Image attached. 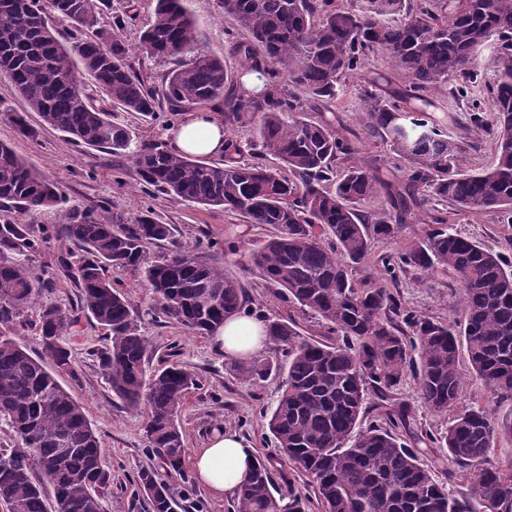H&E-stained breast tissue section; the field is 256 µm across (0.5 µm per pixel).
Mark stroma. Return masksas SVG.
Masks as SVG:
<instances>
[{
	"label": "stroma",
	"mask_w": 512,
	"mask_h": 512,
	"mask_svg": "<svg viewBox=\"0 0 512 512\" xmlns=\"http://www.w3.org/2000/svg\"><path fill=\"white\" fill-rule=\"evenodd\" d=\"M137 3L136 19L129 21L119 37L128 49V60L133 69L142 74L150 86L157 88L173 63L147 58L139 50V29L152 15L154 2L137 0ZM184 3L197 19L200 49L224 56L233 25L219 17L215 0H184ZM361 82V76L349 78L338 98L322 106L314 117L347 128L360 155L378 156L382 176L403 175L404 160L389 145L366 141L363 135L357 97ZM429 98L432 102L429 114L442 134L452 139L461 136L470 117L466 102L450 96L444 86L432 90ZM0 141L10 143L17 154L50 178L60 181L70 204L84 206L105 200L114 212L128 218L150 210L164 222L174 225L175 236L183 244H194L196 239L205 236L232 245V253L226 254L224 260L228 270L242 281L250 307L261 308L268 314H287V306L265 287L249 259L254 246L269 236V227L244 223L241 217L219 207L177 202L162 194H145L137 183L130 160L76 146L65 134L49 127H41L38 137L29 139L19 135L12 123L0 119ZM449 223L462 236L512 263V224L502 223L496 213L453 215ZM425 230V225L414 219L402 225L395 238L375 240L370 260L354 271V281L376 277L380 256L417 243ZM108 275L128 291L143 318V331L152 345L150 368L165 365L174 353L179 362L201 381L200 389L191 391L178 416L186 455L182 474L168 478L172 491L188 496L190 512H230L231 497H212L195 481L194 455L197 449L206 447L220 422L249 442L257 455L273 453L272 436L259 410L264 406H275L284 374L275 371L257 382L238 380L230 370L229 360L207 337L192 335L181 325L159 316L148 291L133 274L112 269ZM398 289L403 302L412 310L452 324L464 319L461 293L447 270L437 268L420 279L412 273L400 276ZM103 343V329L86 316H79L67 344L81 370V377L75 381L65 376L61 383L83 406L103 443L102 462L112 475V492L103 502L104 512H148L147 503L135 495L133 479L141 469L158 467L159 462L147 448L143 412L114 407L112 391L88 355L89 350ZM393 400L403 405L414 430L438 435L451 421L450 415H437L424 407L413 377H406L394 390Z\"/></svg>",
	"instance_id": "stroma-1"
}]
</instances>
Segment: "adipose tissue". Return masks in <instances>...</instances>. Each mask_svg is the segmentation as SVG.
Masks as SVG:
<instances>
[{"instance_id":"obj_1","label":"adipose tissue","mask_w":512,"mask_h":512,"mask_svg":"<svg viewBox=\"0 0 512 512\" xmlns=\"http://www.w3.org/2000/svg\"><path fill=\"white\" fill-rule=\"evenodd\" d=\"M171 145L178 152L201 157L224 153V128L212 114L197 112L171 134ZM210 339L230 360L260 350L265 342V326L253 317H236L215 329ZM255 459L253 448L230 430L213 432L205 448L195 454L196 477L214 495H234Z\"/></svg>"}]
</instances>
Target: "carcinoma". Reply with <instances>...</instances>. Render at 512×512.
<instances>
[{"mask_svg": "<svg viewBox=\"0 0 512 512\" xmlns=\"http://www.w3.org/2000/svg\"><path fill=\"white\" fill-rule=\"evenodd\" d=\"M107 0H0V74L42 125L77 144L129 158L149 192L183 202L222 207L273 233L252 253L276 298L320 317L329 341L302 335L294 317H258L280 357L260 356L230 371L260 381L277 368L282 394L268 416L275 453L259 457L234 495V512H306L309 497L288 482L278 486L283 462L306 478L322 512H512V465L490 462L501 434L490 409L458 414L436 444L435 461L469 483L454 495L440 485L418 448L400 431L406 415L385 410L382 423L362 427L371 395L381 400L406 375L433 413L455 409L463 393L461 350L490 403L512 400V269L500 255L448 229L446 212L496 211L512 221V0H216L221 18L247 33L232 36L220 57L199 50L196 22L181 0H155L140 50L178 60L157 90L127 62L125 45L99 27ZM73 29L63 36L49 14ZM491 41L501 70L489 94L493 121L470 98L472 63ZM386 55L406 79L386 91L382 80L359 85V118L369 141L388 144L408 164L402 179L379 176L366 156L337 172L358 149L340 129L305 112L332 103L346 79L370 72L371 58ZM455 81L451 94L468 100L470 134L495 137L493 167L466 173L457 166L464 142L449 139L427 110L410 105L430 89ZM106 96L108 110L92 92ZM216 113L226 127L248 126L279 167L240 163L241 148L228 137L219 163L174 152L166 141L141 138L114 112L157 120L189 110ZM0 114L29 138L38 135L19 112ZM383 194L390 209L363 214L358 205ZM0 422L15 445L0 448V504L8 512H102L112 488L100 440L83 407L59 381L79 380L64 343L77 322L72 312L45 307L27 318L40 288L65 278L77 288L80 310L106 335L89 351L123 406L145 412V433L168 473H181L186 448L176 424L196 375L177 361L147 371L149 340L127 293L112 285L108 269L136 273L158 310L194 335L207 336L247 303L242 282L212 253L211 243L185 246L174 227L148 212L129 221L104 202L68 205L60 185L0 142ZM55 209L61 222L34 227L20 215ZM419 211L429 229L423 240L381 258L391 283L400 274L450 271L464 302L457 329L407 308L385 283L356 284L352 270L368 261L377 238H393ZM57 240L66 245L48 270L35 273L32 257ZM171 245L160 262L147 258L160 242ZM31 330L41 353L16 341ZM52 495H47L42 480ZM151 512H185L157 470L134 480Z\"/></svg>", "mask_w": 512, "mask_h": 512, "instance_id": "carcinoma-1", "label": "carcinoma"}]
</instances>
